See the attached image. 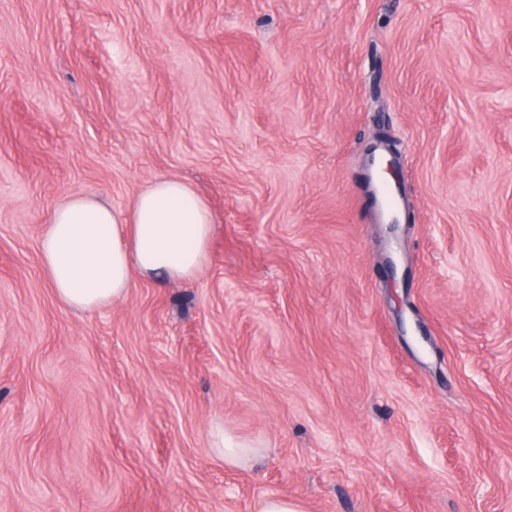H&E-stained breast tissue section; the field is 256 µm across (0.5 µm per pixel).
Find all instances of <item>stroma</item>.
<instances>
[{
  "mask_svg": "<svg viewBox=\"0 0 512 512\" xmlns=\"http://www.w3.org/2000/svg\"><path fill=\"white\" fill-rule=\"evenodd\" d=\"M158 176L208 264L62 307L50 209ZM269 497L512 512V0H0V512ZM211 448L213 451L222 455L224 462L230 465H239L245 460H249L252 454L256 452L255 446L247 443L237 442L228 433L224 432L223 425H216L212 429Z\"/></svg>",
  "mask_w": 512,
  "mask_h": 512,
  "instance_id": "obj_1",
  "label": "stroma"
}]
</instances>
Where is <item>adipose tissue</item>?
<instances>
[{
  "mask_svg": "<svg viewBox=\"0 0 512 512\" xmlns=\"http://www.w3.org/2000/svg\"><path fill=\"white\" fill-rule=\"evenodd\" d=\"M213 224L207 203L174 177L154 178L123 209L78 193L49 215L41 269L64 307L90 312L141 280L196 277L209 260Z\"/></svg>",
  "mask_w": 512,
  "mask_h": 512,
  "instance_id": "ef3b65f1",
  "label": "adipose tissue"
}]
</instances>
